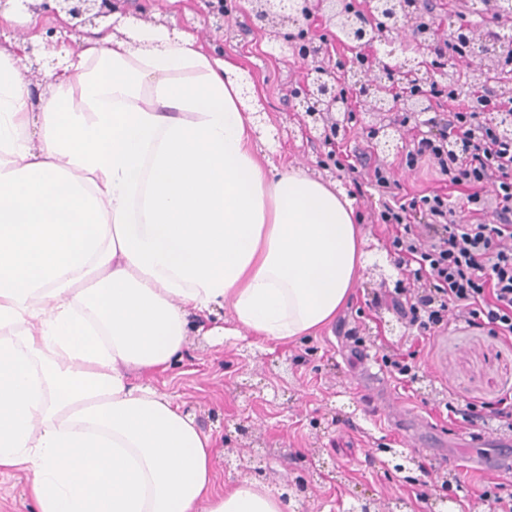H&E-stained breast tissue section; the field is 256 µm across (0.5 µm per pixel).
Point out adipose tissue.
Segmentation results:
<instances>
[{"instance_id":"ef3b65f1","label":"adipose tissue","mask_w":512,"mask_h":512,"mask_svg":"<svg viewBox=\"0 0 512 512\" xmlns=\"http://www.w3.org/2000/svg\"><path fill=\"white\" fill-rule=\"evenodd\" d=\"M0 47V473L36 512H283L218 488L209 435L147 374L209 328L285 343L335 320L365 268L349 199L258 155L238 66L122 20L42 91Z\"/></svg>"}]
</instances>
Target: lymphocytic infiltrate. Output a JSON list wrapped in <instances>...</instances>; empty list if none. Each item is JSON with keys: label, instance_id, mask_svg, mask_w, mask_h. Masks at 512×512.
I'll use <instances>...</instances> for the list:
<instances>
[{"label": "lymphocytic infiltrate", "instance_id": "1", "mask_svg": "<svg viewBox=\"0 0 512 512\" xmlns=\"http://www.w3.org/2000/svg\"><path fill=\"white\" fill-rule=\"evenodd\" d=\"M431 97L451 102L448 113L413 118L418 148L405 162L424 160L440 186L417 196L401 193L398 171L380 163L369 175L389 227L398 263L414 284L393 303L419 336H435L450 321L490 326L512 339V137L483 112H512V97L476 96L460 107L457 89L433 85Z\"/></svg>", "mask_w": 512, "mask_h": 512}]
</instances>
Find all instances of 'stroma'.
Returning <instances> with one entry per match:
<instances>
[{"label": "stroma", "instance_id": "35a3bbf8", "mask_svg": "<svg viewBox=\"0 0 512 512\" xmlns=\"http://www.w3.org/2000/svg\"><path fill=\"white\" fill-rule=\"evenodd\" d=\"M141 2L142 22L176 21L203 39L208 52L223 50L247 74L262 113L259 137L273 149L276 163L335 182L352 199L366 233L361 280L335 321L316 335L256 346L204 335L202 318L192 314L181 358L167 372L151 374V382L184 402L214 440L218 485L265 484L283 498L285 512H353L365 503L373 512H466L489 481L500 483L501 495L512 494V474L481 467V458L496 453V439L445 409L457 400L492 403L512 388V342L460 321L421 339L394 309V288L380 284L381 275L395 276L396 254L385 225L375 219L380 203L367 181L368 168L400 163L413 143L397 137L382 148L367 128L398 125L403 111L374 112L368 103L349 99L353 119L342 148L354 170L329 171L321 165L328 149L305 127L293 95L310 68L293 44L253 30L243 0H226L230 36L220 47L207 40L191 0ZM475 2L419 0L416 16L444 34L452 22L480 24ZM358 346L379 358L412 354L415 378L390 381L382 391L367 388L354 352ZM403 411L415 412L426 432L439 438L441 453L417 452L412 434L392 423ZM473 436L481 438V447H469ZM393 449L414 457L410 471L392 468Z\"/></svg>", "mask_w": 512, "mask_h": 512}]
</instances>
